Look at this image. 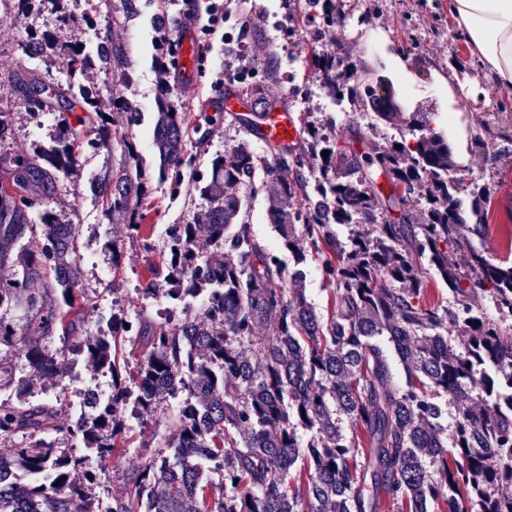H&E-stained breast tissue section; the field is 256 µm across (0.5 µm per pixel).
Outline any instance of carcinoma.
I'll list each match as a JSON object with an SVG mask.
<instances>
[{
	"instance_id": "1",
	"label": "carcinoma",
	"mask_w": 512,
	"mask_h": 512,
	"mask_svg": "<svg viewBox=\"0 0 512 512\" xmlns=\"http://www.w3.org/2000/svg\"><path fill=\"white\" fill-rule=\"evenodd\" d=\"M311 2L324 25L340 19L334 0ZM99 40V59L69 43L64 79L28 68L8 75L24 110L60 112L75 102L84 117L76 128L60 121L53 151L6 158L0 267L13 277L0 281V346L23 348L39 377L66 370L74 353L111 369L112 404L71 421L52 402H0V512H96L92 486L72 476L83 459L23 440L62 434L119 457L121 413L143 383L150 388L135 404L145 414L176 390L184 395L176 433L161 438L112 512H379L382 500L396 512H512V496L499 494L512 486V263H494L472 244L486 225L467 223L459 194L469 189L478 217L489 188L457 175L448 140L425 112L378 113L405 123L410 138L399 149L392 142L363 153L354 147L357 128L347 127L353 146L345 147L322 135L324 122L307 121L292 145L267 141L264 155L237 146L212 155L203 171L201 155L188 150L193 128L172 99L170 70L161 72L152 124L159 175L175 189L194 175L204 204L192 223L172 225L156 271L163 288L151 280L143 293L159 290L185 313L124 320L110 338L78 335L87 303L80 228L61 222L41 196L85 148L109 153L118 127L137 123L128 100H112V118L79 85L88 68L121 81L131 72L127 46L107 31ZM30 45L47 60L62 42L23 37L16 52L29 58ZM228 55L226 78L257 107L271 106L265 85L280 78L277 48L253 59ZM311 65L324 87L360 107L374 111L387 97L332 53ZM120 141V166L95 181V198L134 237L146 220L147 183L135 142L125 134ZM260 168L274 183L270 220L296 254L291 270L243 219ZM338 225L352 227L344 242ZM450 250L461 252L459 261L448 262ZM309 251L336 285L337 310L327 319L306 295ZM425 264L454 294L450 307L426 302ZM198 297L206 305L193 314L189 300ZM492 305L497 319L486 317ZM32 326L40 335H27ZM125 341L138 350L134 375L121 365ZM208 461L223 468L218 478L204 477ZM46 468L55 471L48 484L3 483L10 471Z\"/></svg>"
}]
</instances>
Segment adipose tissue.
I'll list each match as a JSON object with an SVG mask.
<instances>
[{"label": "adipose tissue", "instance_id": "ef3b65f1", "mask_svg": "<svg viewBox=\"0 0 512 512\" xmlns=\"http://www.w3.org/2000/svg\"><path fill=\"white\" fill-rule=\"evenodd\" d=\"M451 12L471 53L512 93V0H451Z\"/></svg>", "mask_w": 512, "mask_h": 512}]
</instances>
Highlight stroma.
I'll use <instances>...</instances> for the list:
<instances>
[{
	"label": "stroma",
	"instance_id": "obj_1",
	"mask_svg": "<svg viewBox=\"0 0 512 512\" xmlns=\"http://www.w3.org/2000/svg\"><path fill=\"white\" fill-rule=\"evenodd\" d=\"M148 8L133 21H125L120 0L105 5L104 0H64L68 11L81 16L97 17L96 28L81 24L59 29L57 15L51 8L41 7L30 14L10 17L11 40L0 41V110L11 116L14 134L0 144V154L29 152L49 145L55 132L54 122L46 116H35L18 108L15 91L8 80L11 71L20 64L15 54L14 39L22 33L60 31L62 39L78 41L86 50H93L97 31L109 30L113 40L125 42L134 62V84L121 83L105 73H88L86 81L94 87L103 111H111L112 99L122 96L137 105L142 122L133 129V138L143 160V173L148 193L143 203L149 218L142 227V236L128 238L124 225L113 223L96 200L86 198L85 186L95 178L106 163H119L120 144L111 152L85 150L79 165L62 188L48 199L50 207L63 221L79 224V252L94 255V263L106 266L107 275H94L92 263L82 265V284L89 299L84 311L83 330L98 333L102 315L100 301L113 302L115 318L144 315L156 318L164 307L154 296L143 295L151 270L160 265L165 250L163 236L168 226L189 223L202 201L193 177H186L178 196H171L169 184L160 178L154 152L146 132L152 125L156 110L157 78L155 70V39L157 29L152 24L155 15L167 11L172 17L189 13L191 0H147ZM449 0H380L371 6L370 0H336L343 21L329 32H322L319 19L310 18L303 0H247L253 14L265 16L266 22L257 31L255 40L278 47L283 61L281 80L267 90L271 102L290 106L296 119L325 118L322 100L316 92L310 61L313 54L340 53L353 59L356 73L376 82L387 83L408 112H432L433 127L444 134L458 165L483 178L491 189V201L483 209L486 230L477 239V246L492 260L512 263V152H500L494 165H484L475 151L476 141L494 142L501 135H512V94L500 91L485 67L475 61L463 34L454 25L448 11ZM292 15L300 23L290 34L274 28L275 15ZM201 68L190 84L188 95L178 101L188 112L198 137L204 138L209 153H216L239 144H247L260 152L256 138L245 135L230 118L212 122L204 106L224 99V47L219 38L199 34ZM456 73L462 83L477 82L480 92L463 100V110L448 117V99L443 93L449 73ZM349 119L362 132L361 149L368 150L401 138V123L381 120L372 112H353ZM266 191H259L250 201L245 219L255 238L268 249L278 251L286 268H293L295 257L285 250L269 219ZM149 238L153 252H144L142 238ZM120 249V260H113V249ZM305 286L309 301L320 315H328L334 306L335 286L324 273L320 261L308 257L304 264ZM94 375L85 360L69 363L65 373L38 382L32 402L61 401L69 404L77 398L81 382ZM177 404L163 403L158 413H143L126 417L127 448L118 458L101 459L88 453L86 470H107L105 483L95 485V494L111 498L123 496L143 457L155 451L161 436L174 430Z\"/></svg>",
	"mask_w": 512,
	"mask_h": 512
}]
</instances>
